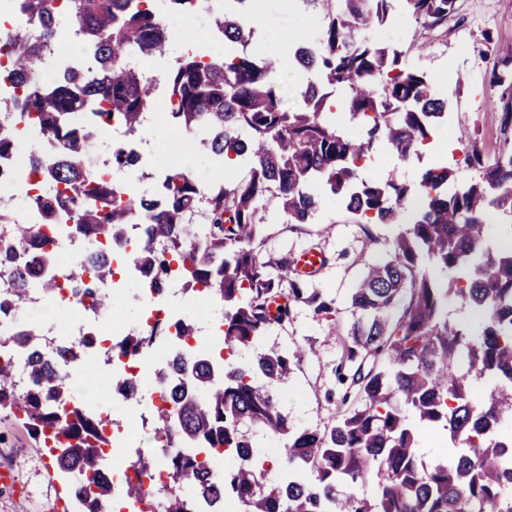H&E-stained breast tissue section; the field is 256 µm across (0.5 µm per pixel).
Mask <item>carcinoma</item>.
I'll use <instances>...</instances> for the list:
<instances>
[{
    "mask_svg": "<svg viewBox=\"0 0 512 512\" xmlns=\"http://www.w3.org/2000/svg\"><path fill=\"white\" fill-rule=\"evenodd\" d=\"M35 33L19 32L1 54L9 66L0 80L22 94L0 112V157L17 148L16 125L30 129L28 165L55 192L26 194L25 203L58 232L70 224L122 244L127 225L149 215L146 243L124 254V264L159 284L178 265L184 292L203 289L223 318V355L190 371L171 412L157 413L158 433L190 447L165 461L169 482L163 512H193L196 498L232 496L243 512H512V248L485 237V226L512 219V149L490 159L478 141L464 151L463 164L479 178L460 182L453 169L436 165L419 172L418 186L364 176L361 163L391 151L406 160L426 145L445 118L447 101L433 80L390 46L367 38L384 25L398 3L427 29L458 15L459 0H302L320 16L308 45L312 64L290 63L305 76L299 108L281 105V86L268 74L274 61L249 48L252 29L246 0H224L212 28L224 35L221 60L187 53L164 74L174 100L169 122L192 135L195 153L232 168L250 163L246 180L200 185L180 168L166 170L140 192L104 179L83 165V155L112 124L134 140L154 101L138 62L161 57L171 32L169 13L192 11V0H21ZM78 27L86 47L79 64L58 63L60 77L45 85L38 64L59 37L62 18ZM489 84L501 89L503 142L512 140V44L497 43ZM347 93L346 126L335 120L331 89ZM132 148L118 145L112 173L137 166ZM336 197L374 243L373 225H393L386 258L366 265L351 294L353 321L346 332L337 378L358 397L329 431H296L278 406L275 385L291 371L299 351L279 346L246 362L268 329L289 319L303 303L318 317L336 313L335 300L290 280L288 299L281 279L290 260L264 256L256 247L263 214L275 210L290 224H306L319 208L316 187ZM129 199H123V195ZM37 225L0 209V270L10 273L14 294L0 295V312L20 309L36 284L57 296L25 254ZM462 272L442 282L426 263ZM90 300L108 311L111 298L90 285L74 300ZM479 314L477 322L448 318V301ZM154 334L136 330L118 346L121 356L143 352ZM81 341L64 347L60 361L38 357L28 363L31 383L16 385L12 363H0V411L22 421L36 436L54 429L61 453L57 467L81 477L70 493L82 512H104L112 499V476L104 469L112 436L98 417L72 399L67 362ZM485 385L476 396L473 386ZM442 427L455 453L425 465L416 426ZM265 432L281 441L278 458L255 451L252 436ZM228 456L240 463L218 478ZM160 463L139 454L136 480L125 494L138 497L142 478ZM372 485L369 497L338 498L337 486Z\"/></svg>",
    "mask_w": 512,
    "mask_h": 512,
    "instance_id": "cac0c4a2",
    "label": "carcinoma"
}]
</instances>
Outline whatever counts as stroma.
<instances>
[{"label":"stroma","mask_w":512,"mask_h":512,"mask_svg":"<svg viewBox=\"0 0 512 512\" xmlns=\"http://www.w3.org/2000/svg\"><path fill=\"white\" fill-rule=\"evenodd\" d=\"M255 30H274L285 42L266 49L274 61L272 80H287L286 104L300 105L301 73L289 70V46L303 39H314L318 22L306 13L300 0H267L254 12ZM492 32L494 40L512 41V0H462L460 14L449 20L442 31H428L412 16L397 15L383 27L368 30L367 35L406 49L411 65L422 69L436 82L438 93L451 103L447 125L441 127L421 157L398 162L392 155L379 154L366 170L367 176L399 179L415 183L419 168L436 161L448 164L462 179L472 172L462 163L463 148L478 140L488 156L498 154L501 146L500 92L488 83V69L494 59L491 43L483 39ZM429 41L425 54L415 47ZM155 132L135 142L145 164L130 172L129 183L149 188V174L155 173V155H163L168 167H188L200 179L223 181L221 169L208 159L194 155L189 140L180 129L170 126L165 115H158ZM377 243H369L359 225L348 222L342 205L328 196L311 223L289 224L283 216L269 212L264 216L263 235L257 246L272 258L295 256L314 249L329 260L328 265L310 277L309 287L317 288L336 300V323L347 329L353 320L349 299L367 263L385 255L391 232L375 227ZM328 332L327 323L311 309L298 304L291 317L269 332L268 343L281 347L295 344L305 348V356L278 387L279 406L291 426L326 430L336 423L345 386L336 380V366L342 355V338ZM48 450L34 438L22 421L0 417V466L18 463L26 492L22 495L0 488V512H48L56 489H69L70 478L59 471Z\"/></svg>","instance_id":"35a3bbf8"}]
</instances>
